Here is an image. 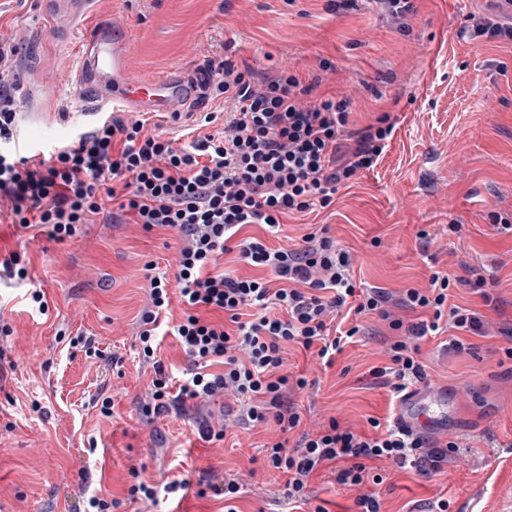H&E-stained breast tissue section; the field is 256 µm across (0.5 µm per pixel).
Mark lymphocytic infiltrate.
I'll return each instance as SVG.
<instances>
[{
	"label": "lymphocytic infiltrate",
	"instance_id": "obj_1",
	"mask_svg": "<svg viewBox=\"0 0 512 512\" xmlns=\"http://www.w3.org/2000/svg\"><path fill=\"white\" fill-rule=\"evenodd\" d=\"M17 53V46L0 42V221L44 229L49 240L61 243L80 236L111 203L143 230H170L180 239L175 281L151 276L139 318V356L154 372L140 403L145 423L183 412L190 400L231 399L217 420L199 423L200 438L224 440L232 423L275 424L284 438L266 446L265 461L285 476L286 496L294 503L309 502V477L330 462L339 466L340 484L360 486L369 479L378 485L384 477L369 474L367 461L387 460L429 476L459 451L458 443L434 445L423 434L382 426L374 417L366 432L333 418L318 429H305L287 392L292 385L305 388L307 381L289 377L284 357L286 344L294 343L333 362L343 343L360 331L355 325L332 332L329 315L348 305L354 316L379 315L399 332L388 348V365L372 374L391 377L393 392L402 394L428 377L419 359L420 339L451 328L474 334L483 329L476 313L450 303L453 279L435 272L427 287L406 289L403 305L425 315L407 324L387 310L386 292L357 291L350 252L324 233L305 234L297 248H273L264 239L238 236L247 224L276 234L284 216L330 206L340 184L377 165L395 130L390 115L365 128L345 155L348 99L314 100L311 86L296 75L260 77L227 62L206 68L203 81L224 99L223 135L207 134L177 150L171 141L146 134L143 122L109 117L38 161L18 150ZM233 248L248 265L270 270L271 279L217 270L218 257ZM175 299L183 312L173 322L163 314ZM167 335L179 340L189 362L177 377L160 355ZM291 432L297 438L290 443ZM188 485L185 479L160 487L137 480L126 500L92 496L83 512H115L125 501L153 504L159 492L174 494Z\"/></svg>",
	"mask_w": 512,
	"mask_h": 512
}]
</instances>
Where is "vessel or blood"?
Segmentation results:
<instances>
[{"instance_id":"vessel-or-blood-1","label":"vessel or blood","mask_w":512,"mask_h":512,"mask_svg":"<svg viewBox=\"0 0 512 512\" xmlns=\"http://www.w3.org/2000/svg\"><path fill=\"white\" fill-rule=\"evenodd\" d=\"M125 40L116 38L102 23L83 36L79 68L73 93L78 108L94 118H102L106 105L140 115L172 111L191 95L188 80L178 72L142 82L125 72ZM459 396L434 384L409 387L399 401L396 421L414 431L439 438L448 435V418L458 409Z\"/></svg>"}]
</instances>
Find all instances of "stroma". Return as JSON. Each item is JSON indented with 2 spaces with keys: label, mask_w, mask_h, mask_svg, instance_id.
<instances>
[{
  "label": "stroma",
  "mask_w": 512,
  "mask_h": 512,
  "mask_svg": "<svg viewBox=\"0 0 512 512\" xmlns=\"http://www.w3.org/2000/svg\"><path fill=\"white\" fill-rule=\"evenodd\" d=\"M485 18L507 23L512 13L497 0H414L402 16L372 0L339 13L328 0H84L65 11L54 0H0V40L19 48L25 147L46 152L89 128L72 109L69 77L84 30L98 22L126 37L133 79L170 71L194 78L225 60L259 75L284 70L313 84V97L350 100L344 149L382 114L396 129L377 166L340 187L329 207L285 218L276 237L257 224L243 235L298 246L327 228L351 252L356 285L383 289L388 310L408 324L423 315L401 306V292L426 287L433 272L490 283L489 304L465 283L451 291V303L480 317L482 334L452 329L420 342L429 380L462 398L448 434L458 454L428 478L383 461L384 483L358 487L339 484L335 465L321 466L299 512H356L364 494L378 498L380 512H434L441 500L448 512H512V360L504 354L512 345V229L504 227L512 222V44L474 36ZM223 110V98L195 96L179 111L146 115L145 130L180 148L220 132L222 121H201ZM179 243L171 231L147 232L108 210L63 243L0 224V253H18L33 278L0 283V322L13 330L0 338V512H79L90 494L134 512L125 501L134 469L155 484L232 476L238 512H289L284 477L262 461L263 445L280 436L276 426H233L210 444L195 420L220 415L222 400L188 401L186 414L150 425L139 415L153 370L138 358V318L150 272L174 276ZM32 286L45 293L47 313L30 305ZM360 324L361 336L329 366L286 346L289 373L308 381L288 391L306 429L332 418L358 430L371 416L393 420L395 394L371 371L388 365L396 333L376 315ZM80 333L120 364L69 348L65 336ZM453 338L463 350L449 347ZM102 391L114 403L108 418L94 404ZM147 512H224V499L190 488Z\"/></svg>",
  "instance_id": "1"
}]
</instances>
